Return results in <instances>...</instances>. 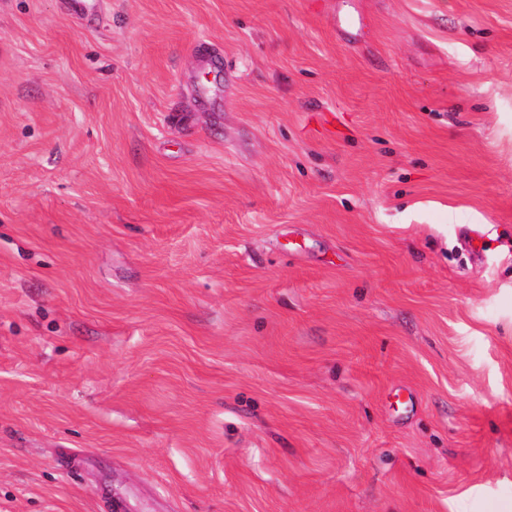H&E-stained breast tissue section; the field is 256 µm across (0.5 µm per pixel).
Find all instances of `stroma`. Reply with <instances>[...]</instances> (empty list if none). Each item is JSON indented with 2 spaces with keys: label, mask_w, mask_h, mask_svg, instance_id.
Returning a JSON list of instances; mask_svg holds the SVG:
<instances>
[{
  "label": "stroma",
  "mask_w": 512,
  "mask_h": 512,
  "mask_svg": "<svg viewBox=\"0 0 512 512\" xmlns=\"http://www.w3.org/2000/svg\"><path fill=\"white\" fill-rule=\"evenodd\" d=\"M512 512V0H0V512Z\"/></svg>",
  "instance_id": "1"
}]
</instances>
